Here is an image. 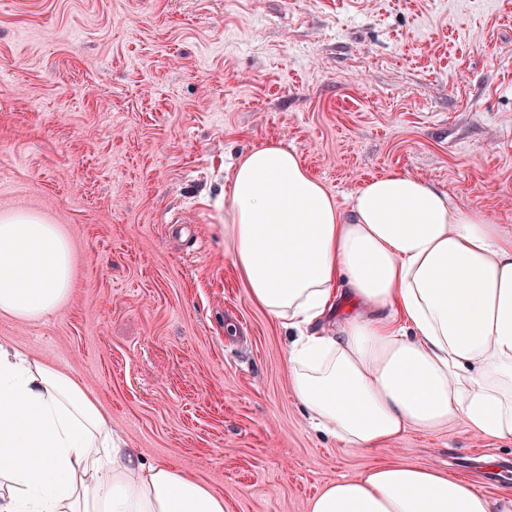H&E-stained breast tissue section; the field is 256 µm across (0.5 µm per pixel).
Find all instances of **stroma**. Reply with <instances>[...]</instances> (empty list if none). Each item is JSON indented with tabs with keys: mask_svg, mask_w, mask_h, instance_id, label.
Returning a JSON list of instances; mask_svg holds the SVG:
<instances>
[{
	"mask_svg": "<svg viewBox=\"0 0 512 512\" xmlns=\"http://www.w3.org/2000/svg\"><path fill=\"white\" fill-rule=\"evenodd\" d=\"M269 141L340 209L402 173L512 231V0H0V213L59 225L73 262L62 306L0 314V342L74 372L224 512H308L390 461L512 489L486 464L512 441L461 422L370 453L310 426L224 240L228 177Z\"/></svg>",
	"mask_w": 512,
	"mask_h": 512,
	"instance_id": "obj_1",
	"label": "stroma"
}]
</instances>
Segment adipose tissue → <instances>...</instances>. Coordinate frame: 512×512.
Masks as SVG:
<instances>
[{
	"label": "adipose tissue",
	"instance_id": "ef3b65f1",
	"mask_svg": "<svg viewBox=\"0 0 512 512\" xmlns=\"http://www.w3.org/2000/svg\"><path fill=\"white\" fill-rule=\"evenodd\" d=\"M224 238L250 300L291 333L288 382L317 431L354 452L458 421L512 441V232L399 173L341 211L268 142L235 166ZM71 274L58 225L0 214V313L45 318ZM0 512H224V498L138 462L74 373L0 344ZM309 512H512V491L386 463L326 483Z\"/></svg>",
	"mask_w": 512,
	"mask_h": 512
}]
</instances>
